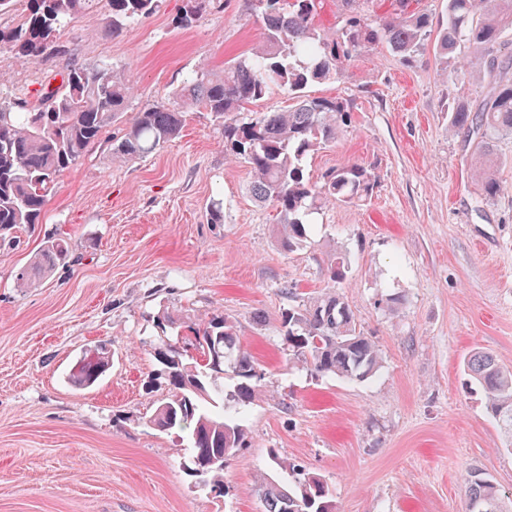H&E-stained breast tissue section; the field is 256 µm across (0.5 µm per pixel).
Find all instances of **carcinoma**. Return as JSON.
Returning <instances> with one entry per match:
<instances>
[{
	"label": "carcinoma",
	"mask_w": 512,
	"mask_h": 512,
	"mask_svg": "<svg viewBox=\"0 0 512 512\" xmlns=\"http://www.w3.org/2000/svg\"><path fill=\"white\" fill-rule=\"evenodd\" d=\"M27 14L16 25H0V51L18 50L29 63L48 51L68 55L57 43L67 19L82 15L98 0H26ZM317 0H244L250 14L262 23L263 36L248 56L224 63L213 75L201 68L173 93V102L147 106L130 118L122 136L112 140V155L133 162L160 149L179 135L183 109L202 105L222 122L228 155L250 167L251 194L269 202L280 216L278 239L291 252L307 238L306 217L330 202H363L374 193L376 175L358 162H347L312 183L304 175V159L336 141L348 122L347 107L334 99L304 94L308 85L336 78L362 50L385 45L403 60L415 57L433 32V19L424 12L402 9L374 22L354 10L345 14L336 30L322 31L315 21ZM112 34L149 17L159 0H106ZM210 0H187L179 19L189 27L203 18ZM512 31V0H447V21L436 35V55L443 70L461 63L464 49L490 51L505 43ZM294 94V109L255 112L252 107L272 90ZM133 88L124 75L108 65L85 66L68 61L61 85H40L35 102L0 95V241L12 240L20 224H39L55 178L75 168L101 141L106 128L130 110ZM449 127L477 137L478 159L492 155L494 143L512 136V80L499 83L473 109L460 104L451 113ZM483 196L492 199L502 187L490 169L479 166ZM68 243L46 242L31 266L18 278V287L30 288L45 274L66 262ZM189 335L156 336L152 357L167 394L153 403L145 424L159 431L189 429L192 453L184 467L206 471L210 488L224 487V461L246 441L243 409L259 394L262 377L251 354L238 345L236 326L222 313L185 326ZM278 330L289 362L317 375L368 379L378 370L380 349L357 329L356 318L344 297L328 289L302 305L281 310ZM201 355L215 350L224 356V373L188 357L185 346ZM112 367V351L103 342L85 349L70 380L78 388L98 383ZM471 379L483 390L487 410L512 438V371L488 353L476 352L467 363ZM233 384L224 387V374ZM219 411L212 410L216 400ZM270 461L293 478L286 488L267 478L258 486L266 512H332L330 490L319 477L303 472L293 462L270 452ZM468 501L484 512H512V496L480 471L468 480Z\"/></svg>",
	"instance_id": "obj_1"
}]
</instances>
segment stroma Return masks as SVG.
Instances as JSON below:
<instances>
[{"label": "stroma", "instance_id": "35a3bbf8", "mask_svg": "<svg viewBox=\"0 0 512 512\" xmlns=\"http://www.w3.org/2000/svg\"><path fill=\"white\" fill-rule=\"evenodd\" d=\"M184 5L161 0L117 36L100 10L68 22L66 58L26 63L0 51V92L28 98L42 82L59 86L72 58L123 73L139 108L167 101L199 66L221 71L262 37L243 0H213L185 30L175 26ZM492 87L465 66L441 75L430 41L410 61L375 47L336 80L308 86L309 96L347 103L350 121L306 158V174L316 182L357 161L377 187L370 200L312 215L291 253L277 243L274 206L251 197L247 164L226 159L223 129L202 106L186 108L178 138L132 163L112 156L125 126L114 122L57 177L42 223L0 246V512H264L259 478L283 477L268 465L272 451L324 480L335 512H468L476 469L512 492V445L466 370L476 351L512 370V137L495 148L502 190L484 201L475 142L448 130L453 108ZM51 238L68 242L67 262L37 287H17ZM338 251L348 269L335 283L327 268ZM329 288L381 350L367 380L288 361L280 310ZM163 308L199 320L224 313L264 373L221 498L184 473L186 431L145 424L166 393L152 381L150 348ZM99 340L111 344L112 367L75 389L69 374Z\"/></svg>", "mask_w": 512, "mask_h": 512}]
</instances>
